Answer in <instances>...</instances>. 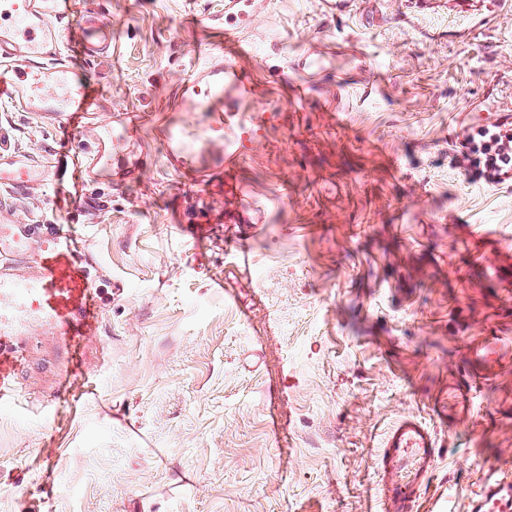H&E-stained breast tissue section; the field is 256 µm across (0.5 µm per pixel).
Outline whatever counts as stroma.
I'll return each instance as SVG.
<instances>
[{"label":"stroma","instance_id":"1","mask_svg":"<svg viewBox=\"0 0 512 512\" xmlns=\"http://www.w3.org/2000/svg\"><path fill=\"white\" fill-rule=\"evenodd\" d=\"M78 9L112 26L107 53L68 60L102 91L85 131L0 103V154L38 160L111 125L110 164L67 226L98 319L76 356L42 321L16 324L29 347L0 405V512H383L381 444L406 415L441 445L423 502L469 512L486 468L512 459V414L495 410L512 372L477 383L458 428L434 403L470 341L512 337V185L452 149L512 96V10L259 0L228 170L204 113L171 109L224 40V0ZM310 53L327 72L299 70ZM126 109L143 116L130 134ZM162 112L195 133L200 181L169 160ZM53 198L0 188V218L56 224Z\"/></svg>","mask_w":512,"mask_h":512}]
</instances>
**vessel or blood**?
Masks as SVG:
<instances>
[{"label": "vessel or blood", "instance_id": "vessel-or-blood-1", "mask_svg": "<svg viewBox=\"0 0 512 512\" xmlns=\"http://www.w3.org/2000/svg\"><path fill=\"white\" fill-rule=\"evenodd\" d=\"M250 0H224L230 24L224 27L221 59L195 68L181 85L175 101L179 112H204L210 128L223 132L224 115L237 112L250 91V77L237 63L240 28L236 17L246 14ZM76 0H0V102L19 112H38L60 128H76L94 111L98 89L63 63L65 52L91 58L108 49L112 28L96 14L77 13ZM79 24L82 36L71 42L66 33ZM159 134L168 154L181 157L183 171L198 176L188 150V131L167 122ZM111 137L98 128L92 142L79 147L72 159L75 173H93L106 157ZM60 159L33 165L23 156L0 160V184L18 191L52 185L58 209H65L72 191L58 173ZM27 254L34 274L14 273L12 257ZM87 256L81 255L71 235L52 232L41 224H0V400L13 392L3 366L17 345L5 335L7 326L35 313L55 335L81 347L96 307L88 280ZM505 339L485 336L472 343L469 360L479 375L490 378L505 369L501 349ZM473 410L472 383L452 378L448 383L449 424L463 422ZM437 441L426 423L416 417L399 419L386 433L379 461L377 490L385 512H420V493L436 464ZM484 488L471 512H512V466L488 470Z\"/></svg>", "mask_w": 512, "mask_h": 512}]
</instances>
